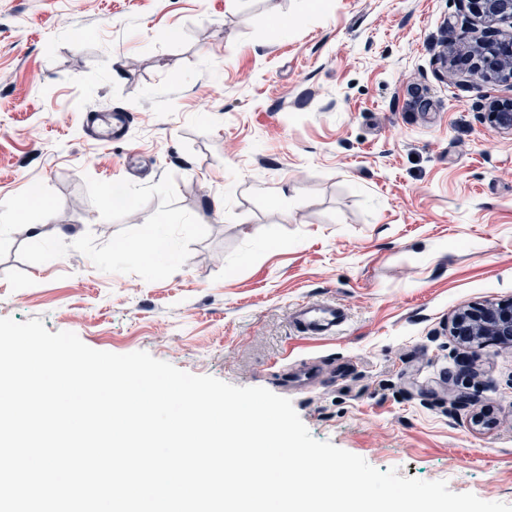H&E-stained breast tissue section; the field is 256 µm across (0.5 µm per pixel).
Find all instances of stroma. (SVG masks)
<instances>
[{
    "label": "stroma",
    "instance_id": "1",
    "mask_svg": "<svg viewBox=\"0 0 512 512\" xmlns=\"http://www.w3.org/2000/svg\"><path fill=\"white\" fill-rule=\"evenodd\" d=\"M469 39L458 0H0V318L267 388L380 471L512 504V346L448 332L512 299V134L479 110L512 87L437 62ZM157 225L169 250H128ZM302 302L335 333H298ZM91 136L103 145L126 142L130 128L129 115L126 112H111L102 114L95 108H90L86 115ZM104 128L99 129L100 125ZM298 331L307 336H325L333 334L341 319L333 303L299 304L292 315Z\"/></svg>",
    "mask_w": 512,
    "mask_h": 512
}]
</instances>
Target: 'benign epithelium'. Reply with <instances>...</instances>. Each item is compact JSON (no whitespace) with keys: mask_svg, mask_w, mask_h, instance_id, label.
I'll return each mask as SVG.
<instances>
[{"mask_svg":"<svg viewBox=\"0 0 512 512\" xmlns=\"http://www.w3.org/2000/svg\"><path fill=\"white\" fill-rule=\"evenodd\" d=\"M463 24L475 14L484 24L482 34L466 45V52L478 58L474 74L512 84V32L505 34L498 25H512V0H461ZM491 122L512 132V98L493 105ZM451 335L463 346L481 344L489 337L512 346V302L488 303L462 308L451 321Z\"/></svg>","mask_w":512,"mask_h":512,"instance_id":"obj_1","label":"benign epithelium"}]
</instances>
